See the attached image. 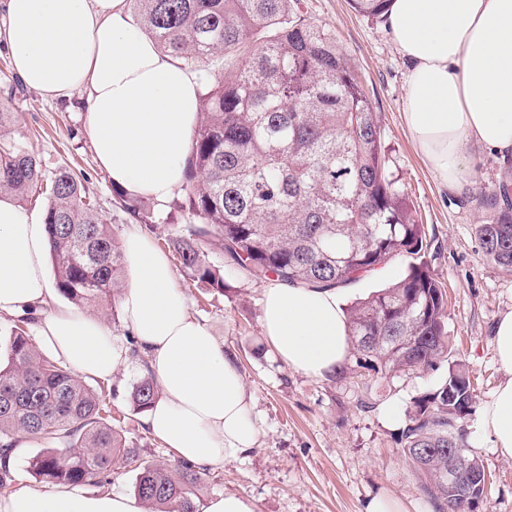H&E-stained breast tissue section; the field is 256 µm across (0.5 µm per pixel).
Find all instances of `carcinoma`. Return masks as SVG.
<instances>
[{
  "instance_id": "carcinoma-1",
  "label": "carcinoma",
  "mask_w": 512,
  "mask_h": 512,
  "mask_svg": "<svg viewBox=\"0 0 512 512\" xmlns=\"http://www.w3.org/2000/svg\"><path fill=\"white\" fill-rule=\"evenodd\" d=\"M158 47L197 76L200 122L185 161L181 192L167 203L115 190L127 224L172 227L170 244L191 280L222 293L224 265L254 282L343 287L396 257L412 258L394 284L355 302L347 313L357 364L376 373L420 372L449 349L446 296L424 260V225L388 172L376 112L352 60L333 33L309 20L300 0H132ZM380 18L389 0H352ZM220 56L221 73L209 68ZM14 113L0 105V193L47 201L55 288L79 308L114 306L124 287V259L83 179L67 167L46 174L12 137ZM485 255L512 273V210L478 227ZM219 249L224 265L209 253ZM17 320L0 338V459L17 434L46 444L30 461L41 480L104 485L119 462L136 473L148 512H196L200 483L185 461L147 463L112 425L110 393L95 389L43 354ZM159 392L145 375L131 392L134 410ZM477 394L466 365L448 363L446 379L417 397L398 432L401 452L423 478L438 512H461L448 488V438L458 464L484 470L469 449L466 420Z\"/></svg>"
}]
</instances>
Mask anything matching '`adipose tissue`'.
<instances>
[{"mask_svg":"<svg viewBox=\"0 0 512 512\" xmlns=\"http://www.w3.org/2000/svg\"><path fill=\"white\" fill-rule=\"evenodd\" d=\"M386 27L407 60L405 124L441 186L468 192L471 146L512 158V0H390ZM0 43L15 72L44 97L81 94L98 165L132 196L166 202L180 191L199 122L198 80L161 51L125 0H7ZM125 321L160 396L144 424L176 458L206 467L247 454L261 427L236 360L198 321L174 285L167 256L136 231L122 241ZM45 214L0 195V316L39 306L43 347L77 375L111 378L124 353L98 317L53 307ZM262 329L290 369L322 377L348 354L335 290L268 281ZM493 346L505 374L480 416L495 448L512 457V310L498 317ZM0 512H146L138 496H90L62 485L15 491Z\"/></svg>","mask_w":512,"mask_h":512,"instance_id":"adipose-tissue-1","label":"adipose tissue"}]
</instances>
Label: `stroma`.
I'll list each match as a JSON object with an SVG mask.
<instances>
[{"instance_id": "stroma-1", "label": "stroma", "mask_w": 512, "mask_h": 512, "mask_svg": "<svg viewBox=\"0 0 512 512\" xmlns=\"http://www.w3.org/2000/svg\"><path fill=\"white\" fill-rule=\"evenodd\" d=\"M304 12L331 30L356 66L357 76L378 116L389 148V167L398 175L424 224L428 260L448 295L445 324L451 355L425 372H400L377 379L357 366L356 352L344 362L349 373L311 377L288 368L275 354L261 326L262 286L225 270L224 292H205L183 268L175 282L191 312L210 327L226 352L235 356L254 397L262 432L246 456L208 470L195 502L224 493L251 497L257 512H366L377 498L395 500L401 512H436L412 466L401 455L396 435L414 398L434 388L448 372L449 360L463 361L476 388L477 403L467 419L469 445L483 462L491 490L482 512H512V459L481 432L479 418L503 380L492 344V326L512 309V274L484 254L476 227L495 211L480 195L498 193L512 179V161L501 162L480 147L469 151L465 174L469 195L448 193L415 150L404 122L407 64L391 40L384 20L359 14L351 0H302ZM15 112L14 136L41 160L46 171L68 166L81 172L104 221L116 237L128 225L112 205L113 186L99 169L83 119L80 95L49 101L22 84L0 44V102ZM409 257L343 287V306L398 281ZM139 360L128 358L108 381L112 414L127 441L142 446L148 462L173 460L171 450L145 430L131 405V391L145 376Z\"/></svg>"}]
</instances>
